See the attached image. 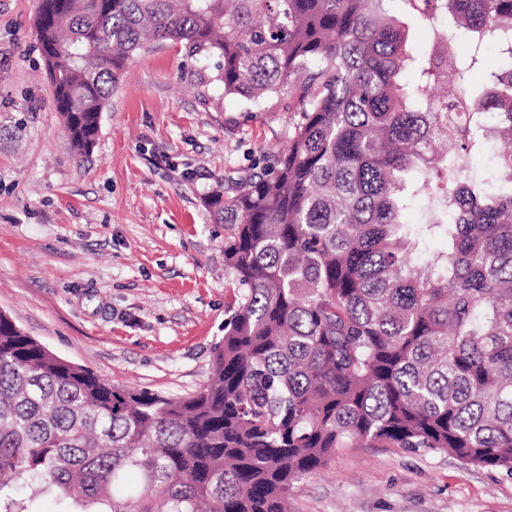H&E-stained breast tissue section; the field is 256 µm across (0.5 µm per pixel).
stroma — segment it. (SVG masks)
Masks as SVG:
<instances>
[{
	"label": "stroma",
	"instance_id": "35a3bbf8",
	"mask_svg": "<svg viewBox=\"0 0 512 512\" xmlns=\"http://www.w3.org/2000/svg\"><path fill=\"white\" fill-rule=\"evenodd\" d=\"M0 0V310L112 386L184 397L207 381L237 293L204 199L257 174L298 122L289 92L225 95L214 59L134 55L86 156L70 145L34 21ZM290 512H512V477L440 452L356 444L295 483Z\"/></svg>",
	"mask_w": 512,
	"mask_h": 512
}]
</instances>
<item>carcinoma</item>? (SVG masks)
I'll use <instances>...</instances> for the list:
<instances>
[{
    "mask_svg": "<svg viewBox=\"0 0 512 512\" xmlns=\"http://www.w3.org/2000/svg\"><path fill=\"white\" fill-rule=\"evenodd\" d=\"M393 2L39 0L80 155L153 42L218 58L226 96L288 87L300 121L269 170L207 199L238 294L193 395L114 387L0 314V512L42 495L57 512H288L352 442L512 476V0H400L403 19ZM418 19L435 26L424 54ZM490 49L507 68L472 88Z\"/></svg>",
    "mask_w": 512,
    "mask_h": 512,
    "instance_id": "cac0c4a2",
    "label": "carcinoma"
}]
</instances>
